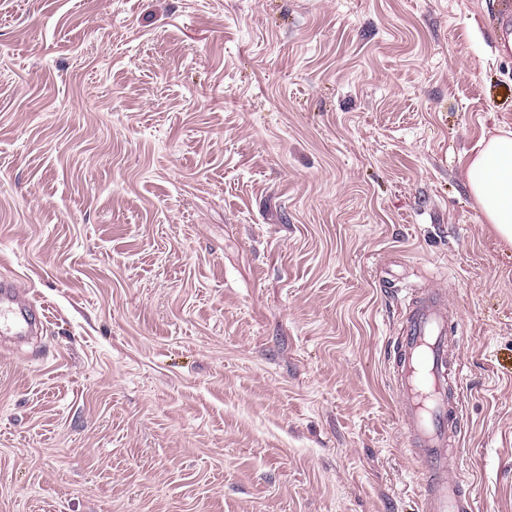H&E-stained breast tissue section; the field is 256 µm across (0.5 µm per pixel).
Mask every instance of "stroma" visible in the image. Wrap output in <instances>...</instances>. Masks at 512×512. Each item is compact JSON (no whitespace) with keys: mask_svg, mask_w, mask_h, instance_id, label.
Returning <instances> with one entry per match:
<instances>
[{"mask_svg":"<svg viewBox=\"0 0 512 512\" xmlns=\"http://www.w3.org/2000/svg\"><path fill=\"white\" fill-rule=\"evenodd\" d=\"M504 0H0V512H419L386 360L445 291L448 472L512 512ZM468 154L465 178L481 223L512 245V132H489ZM46 320L45 309L39 310L12 284L0 281V333L22 339L37 324Z\"/></svg>","mask_w":512,"mask_h":512,"instance_id":"stroma-1","label":"stroma"}]
</instances>
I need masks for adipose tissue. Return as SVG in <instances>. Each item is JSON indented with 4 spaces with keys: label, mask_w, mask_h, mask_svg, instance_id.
Segmentation results:
<instances>
[{
    "label": "adipose tissue",
    "mask_w": 512,
    "mask_h": 512,
    "mask_svg": "<svg viewBox=\"0 0 512 512\" xmlns=\"http://www.w3.org/2000/svg\"><path fill=\"white\" fill-rule=\"evenodd\" d=\"M465 178L482 223L512 245V132L482 137L469 153Z\"/></svg>",
    "instance_id": "ef3b65f1"
}]
</instances>
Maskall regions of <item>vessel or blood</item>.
Returning <instances> with one entry per match:
<instances>
[{
    "instance_id": "obj_1",
    "label": "vessel or blood",
    "mask_w": 512,
    "mask_h": 512,
    "mask_svg": "<svg viewBox=\"0 0 512 512\" xmlns=\"http://www.w3.org/2000/svg\"><path fill=\"white\" fill-rule=\"evenodd\" d=\"M45 319L14 285L0 281L1 335L24 338ZM458 329L445 292L412 289L390 345V379L405 445L420 472L421 512H474L463 484L448 475L466 419L459 359L450 351Z\"/></svg>"
}]
</instances>
